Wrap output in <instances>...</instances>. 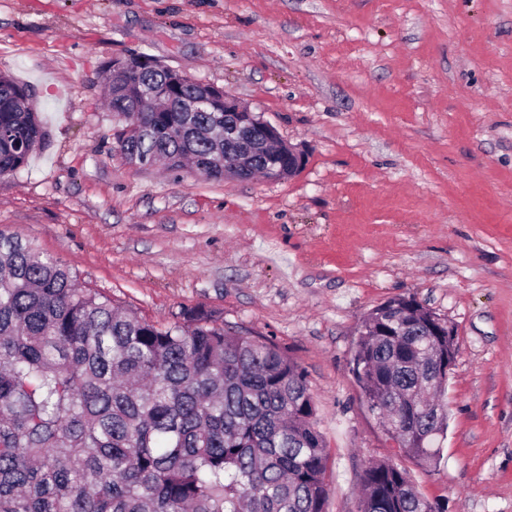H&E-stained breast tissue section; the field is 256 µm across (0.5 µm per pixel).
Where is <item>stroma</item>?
Instances as JSON below:
<instances>
[{"label":"stroma","instance_id":"obj_1","mask_svg":"<svg viewBox=\"0 0 512 512\" xmlns=\"http://www.w3.org/2000/svg\"><path fill=\"white\" fill-rule=\"evenodd\" d=\"M144 52L306 152L280 181L136 168L104 103ZM0 73L44 140L0 176V229L168 323L202 306L306 372L325 512L396 460L447 512H512V0H0ZM413 297L454 328L437 467L396 457L351 369L364 318Z\"/></svg>","mask_w":512,"mask_h":512}]
</instances>
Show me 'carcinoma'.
Wrapping results in <instances>:
<instances>
[{
  "label": "carcinoma",
  "instance_id": "carcinoma-1",
  "mask_svg": "<svg viewBox=\"0 0 512 512\" xmlns=\"http://www.w3.org/2000/svg\"><path fill=\"white\" fill-rule=\"evenodd\" d=\"M115 138L129 157L214 180V112L163 66L110 69ZM168 87L162 102L137 86ZM0 74V176L41 146L37 112ZM137 125L132 133L129 125ZM279 145L251 146L246 175ZM400 455L431 467L448 427V327L414 300L366 318L352 358ZM327 452L305 370L275 346L183 307L159 324L79 285L62 260L0 229V512H325ZM360 512H445L392 461L369 464Z\"/></svg>",
  "mask_w": 512,
  "mask_h": 512
}]
</instances>
